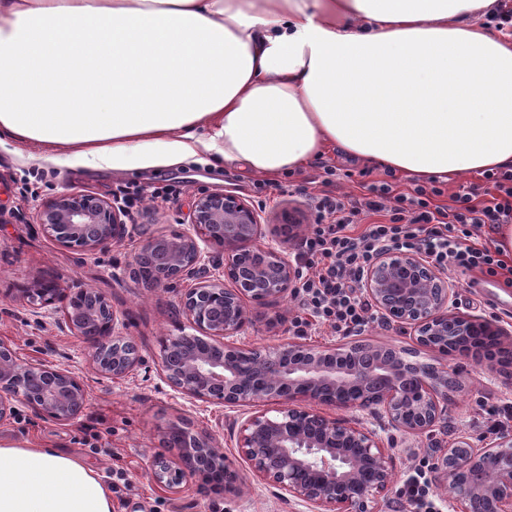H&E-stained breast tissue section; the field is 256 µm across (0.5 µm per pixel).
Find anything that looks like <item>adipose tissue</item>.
<instances>
[{
  "label": "adipose tissue",
  "mask_w": 512,
  "mask_h": 512,
  "mask_svg": "<svg viewBox=\"0 0 512 512\" xmlns=\"http://www.w3.org/2000/svg\"><path fill=\"white\" fill-rule=\"evenodd\" d=\"M497 0H0V145L118 172L262 178L328 149L447 181L512 167ZM59 448L0 442V512H112Z\"/></svg>",
  "instance_id": "obj_1"
}]
</instances>
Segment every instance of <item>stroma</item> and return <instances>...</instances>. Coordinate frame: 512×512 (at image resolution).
I'll return each instance as SVG.
<instances>
[{
	"instance_id": "stroma-1",
	"label": "stroma",
	"mask_w": 512,
	"mask_h": 512,
	"mask_svg": "<svg viewBox=\"0 0 512 512\" xmlns=\"http://www.w3.org/2000/svg\"><path fill=\"white\" fill-rule=\"evenodd\" d=\"M327 165L336 170V190L340 193L352 194L360 185L377 182L404 190L418 185L417 180L367 165L335 149L305 168L268 182L232 164L211 165L193 159L137 172L62 167L30 158L28 147L12 142L1 145L0 340L11 344L19 357L67 367L85 383L87 403L83 413L67 425L17 404L15 414L0 422V440L73 452L111 487L114 512H309L306 504L282 497L276 488L250 477L237 499L214 493L202 496L191 487L171 494L155 486L150 459L161 452L158 431L171 420L183 417L197 430L215 431L220 448L229 457H236L237 450L231 432L221 428L231 417V410L179 394L166 383L158 367L163 342L191 331L178 311L184 283L141 288L130 272L141 246L139 227L150 225L157 235L194 234L189 207L206 193L227 191L246 198L264 224L275 223L282 210H297L302 230H309L313 198L322 190L316 178ZM167 185L176 186L177 194L154 196V189ZM132 186L145 189L150 197L127 212V236L107 249L82 253L62 248L36 222L39 207L65 190H82L115 201L122 190ZM40 279L87 284L104 292L117 311L116 332L138 343L145 369L120 382L95 374L88 344L61 330V309H40L24 298V288ZM448 280L455 287L456 311L495 321L512 333V287H505L496 277L479 278L474 285L461 274L449 275ZM293 307L289 297L268 306L250 305L252 321L245 343L287 338ZM446 364L458 371L466 390L449 398L446 427L423 437L394 432L396 479H403L419 457L437 460L443 448L459 438H492L477 406L481 397L512 402V388L500 383L497 370L462 356L447 357Z\"/></svg>"
}]
</instances>
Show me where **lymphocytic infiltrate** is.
I'll list each match as a JSON object with an SVG mask.
<instances>
[{"mask_svg":"<svg viewBox=\"0 0 512 512\" xmlns=\"http://www.w3.org/2000/svg\"><path fill=\"white\" fill-rule=\"evenodd\" d=\"M440 193L435 186L402 192L383 183L358 198L315 199L312 227L294 251L297 311L289 331L361 335L377 319L361 283L385 248L423 254L451 273L501 275L512 287V267L489 237L497 225L512 223V169L484 173L482 183L462 187L449 206L434 204ZM429 467L421 459L397 490L416 512H439Z\"/></svg>","mask_w":512,"mask_h":512,"instance_id":"obj_1","label":"lymphocytic infiltrate"}]
</instances>
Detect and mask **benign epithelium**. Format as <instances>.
Instances as JSON below:
<instances>
[{
	"mask_svg": "<svg viewBox=\"0 0 512 512\" xmlns=\"http://www.w3.org/2000/svg\"><path fill=\"white\" fill-rule=\"evenodd\" d=\"M36 221L59 246L95 252L127 235L123 210L83 191L65 190L43 204ZM191 223L197 237L157 236L143 230L139 254L153 256L164 272L147 288L192 281L180 310L197 332L167 340L158 366L167 384L193 400L245 409L229 423L238 457L259 482L309 506V512H375L374 505L394 479V440L356 416L385 419L388 426L416 437L445 423L448 396L458 382L454 369L421 360V351L444 356L471 347L477 329L495 345L512 335L488 319L453 310L454 287L445 272L415 253L381 252L365 274L363 289L385 322L410 331L412 343L396 346L365 340L313 345L295 339L277 344L238 343L250 324L246 302L264 306L293 289L296 272L279 245L263 242L264 225L246 199L214 192L195 199ZM219 247L210 264L202 262L198 240ZM260 251L263 266L243 264ZM230 281L227 288L224 281ZM34 306L62 305L63 325L90 345V363L99 375L123 381L144 365L138 344L114 334L117 319L102 291L82 284L64 286L36 280L25 289ZM61 424L76 420L87 403L83 381L69 369L44 360L20 359L0 341V422L14 414L15 402ZM280 405L278 415L261 409ZM325 405L352 413L328 415ZM179 429L186 444L175 456L154 455L155 484L180 493L204 469L224 475V495H242L244 484L234 460L216 435L195 431L180 419L161 434ZM466 472L472 480L453 495L457 512H474L487 500L492 512H512V431L475 445L467 440L447 448L435 466L439 484H454Z\"/></svg>",
	"mask_w": 512,
	"mask_h": 512,
	"instance_id": "benign-epithelium-1",
	"label": "benign epithelium"
}]
</instances>
